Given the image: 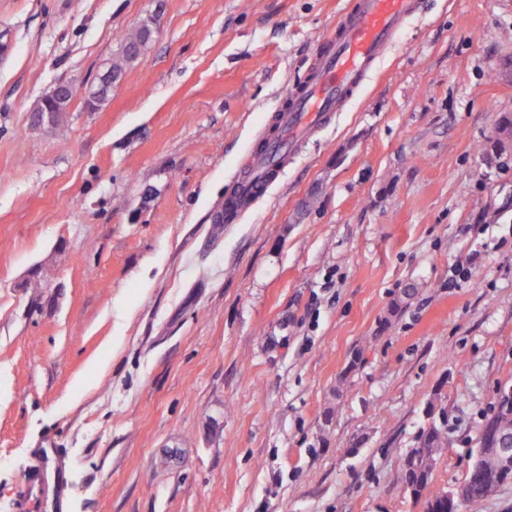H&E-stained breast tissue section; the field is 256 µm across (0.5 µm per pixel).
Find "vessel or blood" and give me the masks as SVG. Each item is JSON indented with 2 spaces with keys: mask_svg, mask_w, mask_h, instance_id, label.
I'll list each match as a JSON object with an SVG mask.
<instances>
[{
  "mask_svg": "<svg viewBox=\"0 0 512 512\" xmlns=\"http://www.w3.org/2000/svg\"><path fill=\"white\" fill-rule=\"evenodd\" d=\"M413 9L414 0H355L340 15L322 42L308 81L286 98L279 139L246 157L248 175L226 199L225 216H232L242 201L263 196L294 143L325 113L343 111L352 102ZM67 491L60 449H40L15 499L16 512H63Z\"/></svg>",
  "mask_w": 512,
  "mask_h": 512,
  "instance_id": "1",
  "label": "vessel or blood"
}]
</instances>
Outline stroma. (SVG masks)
Masks as SVG:
<instances>
[{"instance_id": "obj_1", "label": "stroma", "mask_w": 512, "mask_h": 512, "mask_svg": "<svg viewBox=\"0 0 512 512\" xmlns=\"http://www.w3.org/2000/svg\"><path fill=\"white\" fill-rule=\"evenodd\" d=\"M350 3L0 0V512L41 448L65 512H424L402 463L433 399L431 486L463 481L512 382V146L476 152L512 115V0H419L356 101L222 220ZM151 25L144 23L134 33L129 34L122 40L121 57L124 62H131L137 60L145 51L150 39H148V32ZM121 60L112 62V83L117 84L123 77L124 65ZM72 95V89L69 85L66 84H57L51 90L46 92L39 100L35 109V116L38 118V122L42 125H45L46 123L47 128L53 127L51 124L54 123V120H56L58 124L62 113L58 112L53 119L48 104L49 102H52L57 109H66L70 99L72 98ZM45 115H47L48 122L42 123L44 121Z\"/></svg>"}]
</instances>
